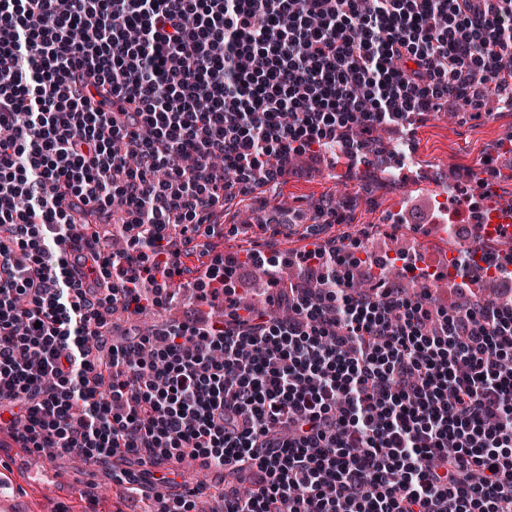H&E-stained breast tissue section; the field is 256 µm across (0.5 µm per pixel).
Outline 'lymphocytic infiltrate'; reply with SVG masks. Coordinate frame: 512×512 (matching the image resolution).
<instances>
[{"mask_svg":"<svg viewBox=\"0 0 512 512\" xmlns=\"http://www.w3.org/2000/svg\"><path fill=\"white\" fill-rule=\"evenodd\" d=\"M512 89V0H0V425L36 448L236 473L224 512H512V301L450 308L301 254L280 314L201 262L213 322L109 343L172 301L225 200L341 142ZM122 208L126 247L71 229Z\"/></svg>","mask_w":512,"mask_h":512,"instance_id":"1","label":"lymphocytic infiltrate"}]
</instances>
